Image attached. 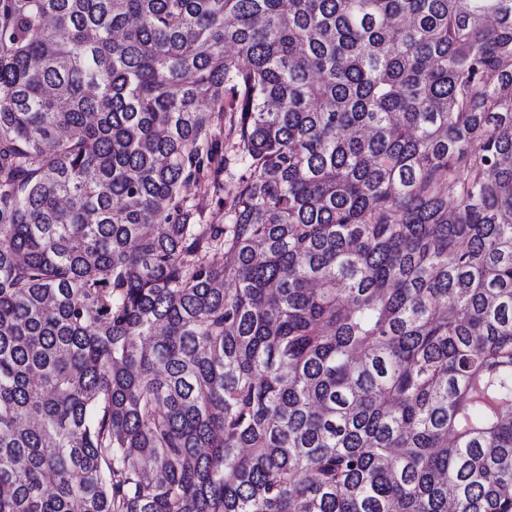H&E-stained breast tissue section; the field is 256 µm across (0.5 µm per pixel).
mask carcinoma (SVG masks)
Instances as JSON below:
<instances>
[{
    "label": "carcinoma",
    "instance_id": "cac0c4a2",
    "mask_svg": "<svg viewBox=\"0 0 512 512\" xmlns=\"http://www.w3.org/2000/svg\"><path fill=\"white\" fill-rule=\"evenodd\" d=\"M0 512H512V0H0ZM182 194L189 204L200 203L204 209V220L207 224H224V210L217 204L216 199L206 195L203 185L191 182L182 189Z\"/></svg>",
    "mask_w": 512,
    "mask_h": 512
}]
</instances>
